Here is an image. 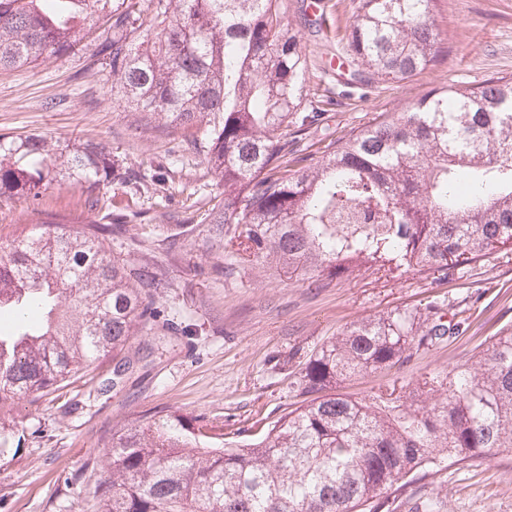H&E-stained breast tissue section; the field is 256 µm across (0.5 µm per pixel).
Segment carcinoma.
I'll return each mask as SVG.
<instances>
[{"mask_svg":"<svg viewBox=\"0 0 512 512\" xmlns=\"http://www.w3.org/2000/svg\"><path fill=\"white\" fill-rule=\"evenodd\" d=\"M432 2L359 0L352 60L383 81L431 65ZM285 12L284 0H0V68L88 41L125 108L183 130L224 182L206 220L220 248L231 225L247 262L319 284L402 266L444 280L511 247L512 79L435 90L290 160L283 132L303 135L315 113L301 111L307 63ZM57 179L94 206L112 183L140 184L100 145L0 137V202L24 201L36 217L28 236L0 244V315L14 316L0 329V410L39 403L102 358L131 364L155 318L153 274L106 245L122 214L56 220L40 206ZM465 329L435 301L351 324L310 356L304 400L256 443L226 446L203 417L144 414L87 461L107 472L97 512H379L411 474L512 449V329L444 380L371 402L337 392ZM411 501L409 512H439L428 495Z\"/></svg>","mask_w":512,"mask_h":512,"instance_id":"cac0c4a2","label":"carcinoma"}]
</instances>
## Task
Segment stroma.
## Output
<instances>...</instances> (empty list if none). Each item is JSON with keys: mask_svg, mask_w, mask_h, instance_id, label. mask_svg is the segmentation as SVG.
Returning a JSON list of instances; mask_svg holds the SVG:
<instances>
[{"mask_svg": "<svg viewBox=\"0 0 512 512\" xmlns=\"http://www.w3.org/2000/svg\"><path fill=\"white\" fill-rule=\"evenodd\" d=\"M286 3L285 20L299 31L308 60L302 106L319 114L301 142L311 153L432 90L512 77V0H433L431 18L447 54L411 78L364 85L347 81L358 0ZM30 134L105 146L144 175L137 190L104 188L100 205L126 217L108 247L132 267L156 272L163 286L155 292L153 329L133 345L139 363L109 392L99 391L112 375L106 359L39 405L0 413L16 425L0 461V512H94L92 492L103 473L84 469V461L101 453L105 434L150 411L201 416L222 425L225 440L256 442L295 402L294 382L313 351L359 320L434 300L463 313L468 328L388 374L342 386L358 400L472 363L480 344L512 327V251L485 258L459 279L365 270L320 287L206 247L219 178L188 149L183 131H156L125 111L111 71L91 64L88 51L0 70V137ZM42 204L73 221L92 214L82 188L67 182L52 183ZM415 487L438 497L441 512H512V451L468 469L442 467Z\"/></svg>", "mask_w": 512, "mask_h": 512, "instance_id": "35a3bbf8", "label": "stroma"}]
</instances>
